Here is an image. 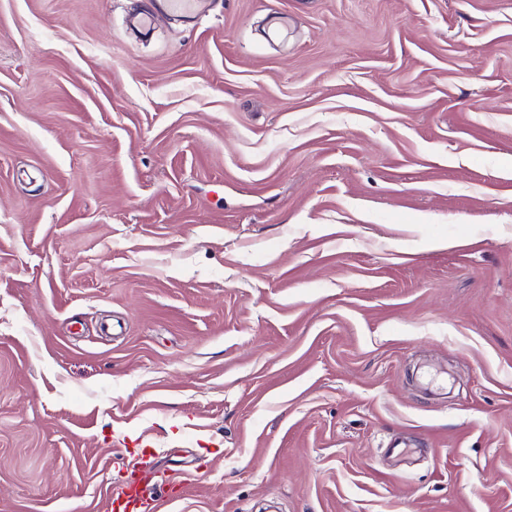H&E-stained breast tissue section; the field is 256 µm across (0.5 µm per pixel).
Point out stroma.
Here are the masks:
<instances>
[{
  "mask_svg": "<svg viewBox=\"0 0 512 512\" xmlns=\"http://www.w3.org/2000/svg\"><path fill=\"white\" fill-rule=\"evenodd\" d=\"M144 450L161 512H512V0H0V512Z\"/></svg>",
  "mask_w": 512,
  "mask_h": 512,
  "instance_id": "stroma-1",
  "label": "stroma"
}]
</instances>
